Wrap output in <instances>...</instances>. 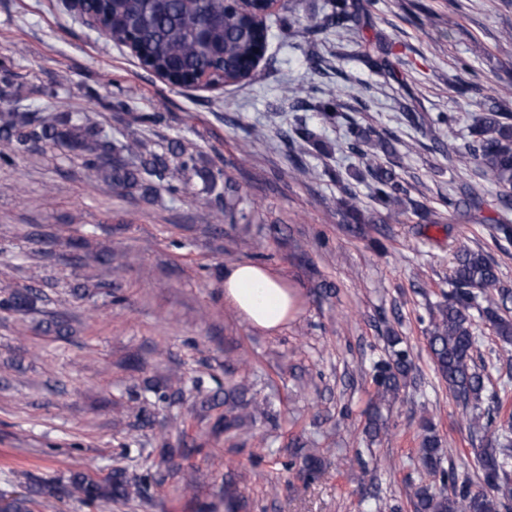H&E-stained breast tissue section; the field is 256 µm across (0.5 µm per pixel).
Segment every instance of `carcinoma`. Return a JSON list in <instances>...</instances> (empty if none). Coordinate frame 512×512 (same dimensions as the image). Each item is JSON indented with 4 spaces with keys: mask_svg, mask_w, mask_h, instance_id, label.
Here are the masks:
<instances>
[{
    "mask_svg": "<svg viewBox=\"0 0 512 512\" xmlns=\"http://www.w3.org/2000/svg\"><path fill=\"white\" fill-rule=\"evenodd\" d=\"M374 0L350 4L347 0H331V11L323 16L318 28H342L358 22L371 13ZM92 11L104 27L103 35L111 39L133 38L144 58L158 73L173 83L193 80L203 74L224 73V78L239 82L262 79L259 70L251 68L257 48L266 39L265 29L256 26L228 0H166L159 9L150 0H88ZM480 112L469 125L467 139L453 151L460 167L471 166L497 188V200L504 216L494 220L492 237L496 243H512V89H502L494 96L478 102ZM350 149L372 160L366 166L371 179V199L385 210L399 214L408 207L422 208L404 185L387 169L376 163L379 154L390 152L389 142L374 139L352 125ZM289 157L300 162L316 134L301 126L286 134ZM63 148L84 157L86 167L102 179L107 190L138 189L142 196L152 197L157 185L166 184L167 191L177 195L187 185L186 174L193 168V157L178 148L169 155L142 148L139 141L114 140L98 124H91L82 113L0 112V160L12 162L35 145ZM237 188L225 181L224 195L209 206L207 219L220 223L246 214L238 209ZM0 288L11 289L8 298L0 300V308L22 312L39 298L35 288H13L0 281ZM484 320L495 336L512 342V289L501 285L495 262L483 251L461 249L457 252L448 291L442 292L428 328L430 356L437 374L448 390L464 406L472 409L469 426L481 435L484 447L479 449L484 486L475 490L467 477L443 469L441 441L434 433H426L419 448L422 466L441 475L440 487L416 486L411 495L414 512H499L502 500L512 499V438L494 427L498 394L487 392L485 376L474 359V327L476 319ZM389 358L374 367V391L368 408L365 431L378 437L384 423L381 408L398 401L411 370L407 350L401 339H387ZM487 407H482L483 400ZM224 429L237 426L257 403L244 399L234 388L224 392ZM302 470L311 477L320 467V458L309 448L296 449ZM131 485L117 470L105 486L79 476L71 479L68 494L80 500L128 498ZM25 495H0V512H29Z\"/></svg>",
    "mask_w": 512,
    "mask_h": 512,
    "instance_id": "1",
    "label": "carcinoma"
}]
</instances>
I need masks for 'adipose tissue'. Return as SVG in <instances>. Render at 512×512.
<instances>
[{
    "instance_id": "adipose-tissue-1",
    "label": "adipose tissue",
    "mask_w": 512,
    "mask_h": 512,
    "mask_svg": "<svg viewBox=\"0 0 512 512\" xmlns=\"http://www.w3.org/2000/svg\"><path fill=\"white\" fill-rule=\"evenodd\" d=\"M224 296L245 321L264 331L286 324L296 303L294 291L281 277L248 261L225 268Z\"/></svg>"
}]
</instances>
